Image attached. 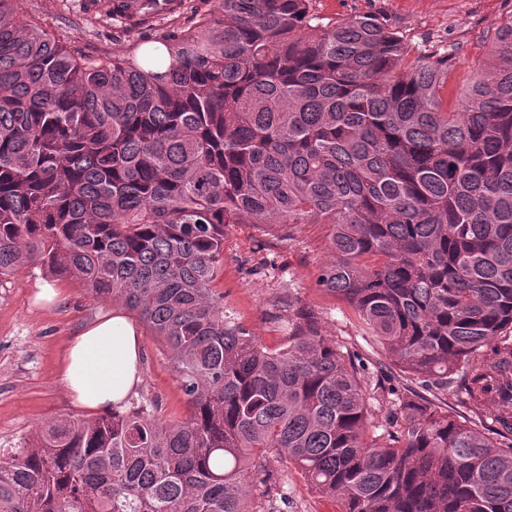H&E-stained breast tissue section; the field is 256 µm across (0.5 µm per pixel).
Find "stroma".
I'll use <instances>...</instances> for the list:
<instances>
[{
  "label": "stroma",
  "mask_w": 512,
  "mask_h": 512,
  "mask_svg": "<svg viewBox=\"0 0 512 512\" xmlns=\"http://www.w3.org/2000/svg\"><path fill=\"white\" fill-rule=\"evenodd\" d=\"M117 0H26L31 15L52 35L86 56H123L173 27H190L197 12L214 11L218 0H183L165 16L111 18ZM316 13L331 27L359 14H374L404 36L413 56L437 46L453 50V74L445 90L449 104L485 59L496 30L512 21V0H315ZM326 224H228L224 264L213 283L236 320L260 342L274 348L287 333L291 310L304 308L322 336L363 362L370 377L366 399L376 422H385L391 389L409 381L364 331L354 310L316 285L329 259ZM61 288V300L48 310L36 303L44 286ZM93 298L73 279L51 276L40 265L0 279V448L33 438L48 422L84 415L68 396L60 365L72 334L114 307ZM141 382L126 409L147 407L166 421L185 419L189 406L179 390L171 355L150 332L142 334ZM273 481L256 485L253 512H336L335 502L317 494L294 468L274 461Z\"/></svg>",
  "instance_id": "stroma-1"
}]
</instances>
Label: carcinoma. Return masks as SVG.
I'll use <instances>...</instances> for the list:
<instances>
[{
  "label": "carcinoma",
  "instance_id": "carcinoma-1",
  "mask_svg": "<svg viewBox=\"0 0 512 512\" xmlns=\"http://www.w3.org/2000/svg\"><path fill=\"white\" fill-rule=\"evenodd\" d=\"M313 2L222 0L138 59L0 0V277L38 262L121 300L189 404L0 448V512H251L270 454L339 512H512L511 414L497 441L398 395L372 431L365 365L312 314L270 348L211 288L224 225L329 224L317 285L408 377L512 405V23L450 112L451 53L411 62L375 15L324 30Z\"/></svg>",
  "mask_w": 512,
  "mask_h": 512
}]
</instances>
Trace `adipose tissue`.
Returning a JSON list of instances; mask_svg holds the SVG:
<instances>
[{"label": "adipose tissue", "instance_id": "adipose-tissue-1", "mask_svg": "<svg viewBox=\"0 0 512 512\" xmlns=\"http://www.w3.org/2000/svg\"><path fill=\"white\" fill-rule=\"evenodd\" d=\"M141 361L138 325L122 309L114 308L70 338L62 380L76 404L108 412L138 385Z\"/></svg>", "mask_w": 512, "mask_h": 512}]
</instances>
